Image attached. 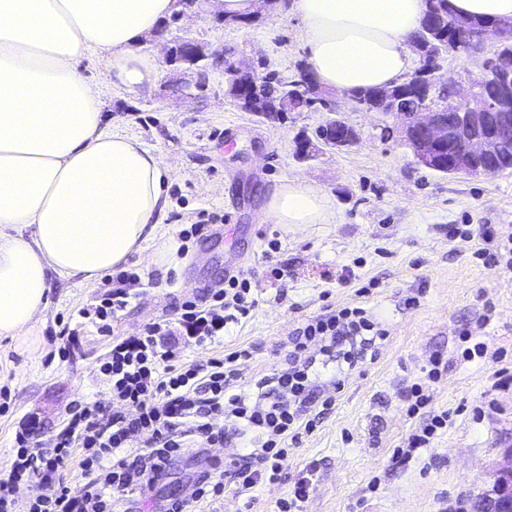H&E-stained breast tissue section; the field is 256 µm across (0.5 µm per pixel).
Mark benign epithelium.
<instances>
[{"label": "benign epithelium", "mask_w": 512, "mask_h": 512, "mask_svg": "<svg viewBox=\"0 0 512 512\" xmlns=\"http://www.w3.org/2000/svg\"><path fill=\"white\" fill-rule=\"evenodd\" d=\"M179 43V51L173 45L167 48L166 63L176 71L190 74L185 97L193 99L205 89L203 74L208 55L190 38H182ZM511 51V43L499 41L498 54L484 58L480 74L467 83L441 79L438 64L431 69H419L408 79L410 87H423L429 96L439 87H453L456 97L467 103L462 112H443L431 104L419 112H402L396 105V94H385L388 114L394 119V137L411 150L418 164L432 169L439 165L440 155L446 151L451 169L468 173L474 165L484 164V174L493 175L496 169L490 163L512 157V114L499 111L502 95L512 89V73L501 68L500 54ZM492 489L495 498L478 496L473 512H497L495 500L512 501V453L508 464L499 470Z\"/></svg>", "instance_id": "obj_1"}]
</instances>
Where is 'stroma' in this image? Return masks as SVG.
<instances>
[{
  "label": "stroma",
  "mask_w": 512,
  "mask_h": 512,
  "mask_svg": "<svg viewBox=\"0 0 512 512\" xmlns=\"http://www.w3.org/2000/svg\"><path fill=\"white\" fill-rule=\"evenodd\" d=\"M167 37L194 39L209 50L234 48L237 59L264 72L294 70L304 63L300 20L276 7L251 24H227L202 4L164 19ZM81 73L102 91L106 128L133 137L175 162L165 235L179 238L170 267L132 257L126 269L139 277L131 298L112 323L111 335L139 332L147 323L175 320L184 300L204 302L224 285V256H242L243 275L256 304L246 318L228 322L216 348L185 347L180 333L169 345L187 359L206 362L217 351L252 348L241 365L252 385L278 369L280 345L324 306L360 305L387 332L374 358H362L345 379L330 413L312 433L289 448L282 480L258 487L251 512H276L295 482L312 486L303 512H469L478 493L491 489L512 451V271L475 256L486 227L512 228V170L487 177L442 176L419 166L408 148L382 138L380 112L352 107L330 92L339 116L359 133L343 147H322L298 157L297 137L313 135L325 112H290L280 120L242 110L225 96L222 64L210 68L203 98H184L167 66L152 91L128 98L112 85L102 59L91 56ZM235 147L225 151L224 138ZM300 178L329 197L336 221L294 230L263 218L264 197L275 185ZM195 224L223 225L226 236L191 234ZM367 294H359L362 285ZM106 281L87 288L77 279L52 276L48 304L31 333L38 349L22 354L0 340V474L7 473L15 433L27 425L45 443L59 432L79 398L109 402L97 375L109 337L80 309L99 304ZM418 297L417 306L407 297ZM493 319L480 336L497 363L457 360L463 328L477 324L486 308ZM78 336L59 357L64 326ZM448 360L430 384L432 406L448 414V427L431 447L410 459L395 452L417 427L405 411L410 387L426 380L434 355ZM240 439L208 450L191 446L165 476L129 502L128 512H154L180 494L212 458L239 454Z\"/></svg>",
  "instance_id": "35a3bbf8"
}]
</instances>
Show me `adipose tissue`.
I'll return each mask as SVG.
<instances>
[{"label":"adipose tissue","mask_w":512,"mask_h":512,"mask_svg":"<svg viewBox=\"0 0 512 512\" xmlns=\"http://www.w3.org/2000/svg\"><path fill=\"white\" fill-rule=\"evenodd\" d=\"M302 22L306 63L342 93L396 84L426 0H283ZM178 0H0V338L30 332L51 275L92 287L131 256L165 263L178 244L157 241L173 167L139 141L105 131L88 54L132 97L149 93L158 54L145 41ZM264 216L303 229L329 224L326 195L301 179L274 187Z\"/></svg>","instance_id":"adipose-tissue-1"}]
</instances>
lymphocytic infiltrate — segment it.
Returning <instances> with one entry per match:
<instances>
[{"instance_id": "lymphocytic-infiltrate-1", "label": "lymphocytic infiltrate", "mask_w": 512, "mask_h": 512, "mask_svg": "<svg viewBox=\"0 0 512 512\" xmlns=\"http://www.w3.org/2000/svg\"><path fill=\"white\" fill-rule=\"evenodd\" d=\"M249 293V281L232 275L206 305L184 301L177 322L186 345L221 342L228 310L243 318L249 315ZM168 331V321L161 320L146 324L140 334L113 337L98 365L112 405L75 402L49 447L35 449L29 429L16 432L10 469L0 476V512H122L129 496L162 477L188 443L210 448L246 433L253 436L251 452L216 460L189 484L183 497L161 504L159 512H189L223 496L228 483L242 496L278 482L288 460L286 441H298L301 433L313 431L316 419L335 404L318 380V365L331 364L337 373H345L355 367L361 351L387 337L365 308L327 309L289 336L285 369L250 393L237 387V363L249 357V350L216 355L203 364L188 361L165 345ZM312 344L318 357L305 355ZM410 397L408 411L420 417L407 442L413 451L428 447L438 431L447 428L448 415L429 410L421 384L412 385ZM218 418L223 421L219 427L214 424ZM142 432L147 441L142 449H133L132 441ZM75 457L84 477L76 491L61 476ZM22 483L37 493L21 506L14 493ZM45 484L56 485V492L39 494Z\"/></svg>"}]
</instances>
